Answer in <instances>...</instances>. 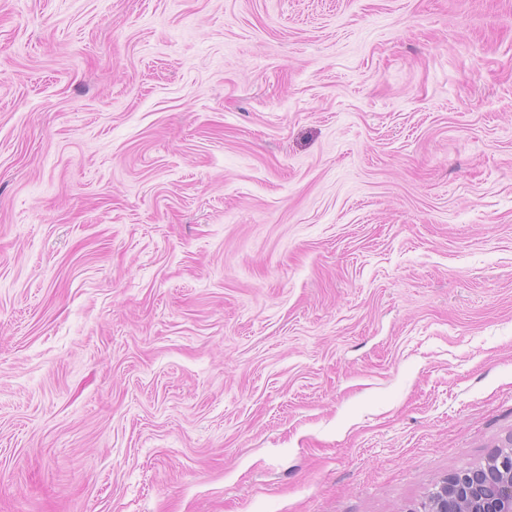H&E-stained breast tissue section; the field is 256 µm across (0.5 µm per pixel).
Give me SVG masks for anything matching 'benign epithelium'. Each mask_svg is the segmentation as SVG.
<instances>
[{"label": "benign epithelium", "mask_w": 512, "mask_h": 512, "mask_svg": "<svg viewBox=\"0 0 512 512\" xmlns=\"http://www.w3.org/2000/svg\"><path fill=\"white\" fill-rule=\"evenodd\" d=\"M423 512H512V441L484 464L438 481Z\"/></svg>", "instance_id": "benign-epithelium-1"}]
</instances>
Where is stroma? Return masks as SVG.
<instances>
[{"label":"stroma","mask_w":512,"mask_h":512,"mask_svg":"<svg viewBox=\"0 0 512 512\" xmlns=\"http://www.w3.org/2000/svg\"><path fill=\"white\" fill-rule=\"evenodd\" d=\"M512 440V0H0V512H416Z\"/></svg>","instance_id":"obj_1"}]
</instances>
